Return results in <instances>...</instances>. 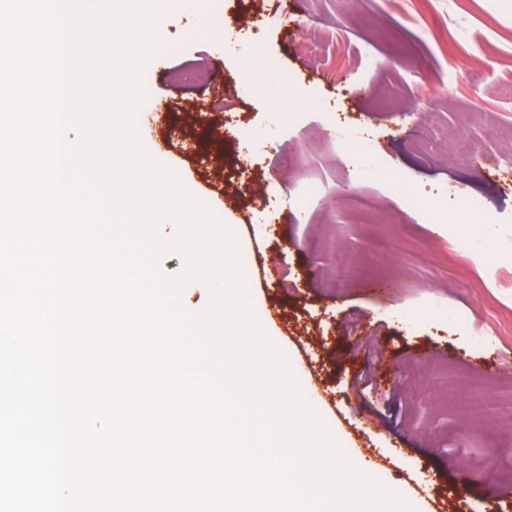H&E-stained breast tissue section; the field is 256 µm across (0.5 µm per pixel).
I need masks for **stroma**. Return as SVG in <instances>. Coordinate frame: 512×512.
<instances>
[{
  "instance_id": "1",
  "label": "stroma",
  "mask_w": 512,
  "mask_h": 512,
  "mask_svg": "<svg viewBox=\"0 0 512 512\" xmlns=\"http://www.w3.org/2000/svg\"><path fill=\"white\" fill-rule=\"evenodd\" d=\"M283 10L164 0L140 141L252 252L254 314L356 468L414 512H512V260L448 235L470 195L512 218V0ZM268 59L288 92H239ZM340 114L380 170L349 164Z\"/></svg>"
}]
</instances>
